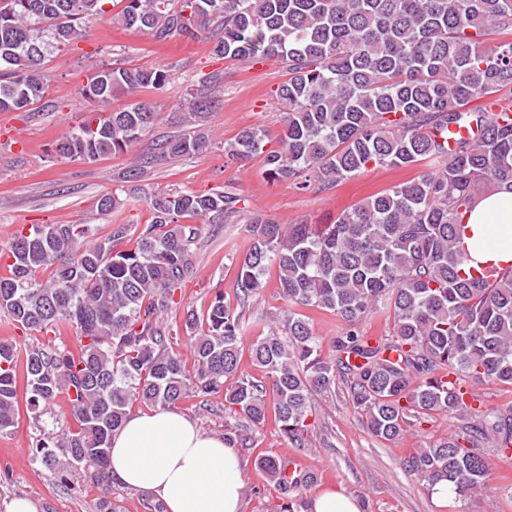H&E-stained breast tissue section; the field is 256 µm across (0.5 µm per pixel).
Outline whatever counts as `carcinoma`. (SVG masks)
Returning a JSON list of instances; mask_svg holds the SVG:
<instances>
[{
	"label": "carcinoma",
	"instance_id": "cac0c4a2",
	"mask_svg": "<svg viewBox=\"0 0 512 512\" xmlns=\"http://www.w3.org/2000/svg\"><path fill=\"white\" fill-rule=\"evenodd\" d=\"M114 22L172 36L215 38L213 53L240 62L273 60L288 73L276 90L285 112L278 147L270 133L245 127L224 140V155L262 159L265 176L303 190H330L370 165L418 167L412 180L379 192L330 224L247 221L250 245L239 257L237 303L264 287L276 267L286 311L268 312L267 334L244 348L240 312L214 292L206 310L188 306L168 322L196 269L197 224H236L232 192L150 197L151 223L137 235L117 224L86 243L82 224H36L17 231L5 252L0 309L24 330L75 329V345L29 346L19 355L0 341V433L14 426L18 372L27 408L52 413L63 396L74 426L42 427L37 457L62 479L89 475L103 497L98 512H120L107 498L109 449L136 403L173 409L193 397L224 407L243 423L224 440L247 447V432L269 424L297 445L307 435L314 396L346 385L361 422L395 442L438 412L456 423L447 437L402 461L427 486L448 481L464 497L484 486L488 451H512V406L487 412L465 383L512 388V263L473 267L464 216L482 197L512 189V122L488 109L512 108V0H123ZM102 0H0V112L41 101L51 55L82 40L104 18ZM167 73L104 63L79 94L100 108L55 143L65 159L94 163L124 153L157 123L145 102L108 110L112 95L162 89ZM206 88L190 94L193 121L216 107ZM464 126L448 153V127ZM196 131L157 144L122 173L146 193L148 169L209 149ZM44 278H38V275ZM305 309L334 313L345 325L325 352ZM393 320L386 336L362 324ZM185 340L192 362L175 345ZM248 351L261 377L242 369ZM256 468L273 483L272 512H300L314 472L260 452Z\"/></svg>",
	"mask_w": 512,
	"mask_h": 512
}]
</instances>
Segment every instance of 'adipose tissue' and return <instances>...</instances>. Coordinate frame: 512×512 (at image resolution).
Here are the masks:
<instances>
[{"label":"adipose tissue","mask_w":512,"mask_h":512,"mask_svg":"<svg viewBox=\"0 0 512 512\" xmlns=\"http://www.w3.org/2000/svg\"><path fill=\"white\" fill-rule=\"evenodd\" d=\"M465 220L475 232L468 242L475 262H512V191L484 197ZM109 471L165 512H243L238 450L175 410L128 416L112 437Z\"/></svg>","instance_id":"1"}]
</instances>
